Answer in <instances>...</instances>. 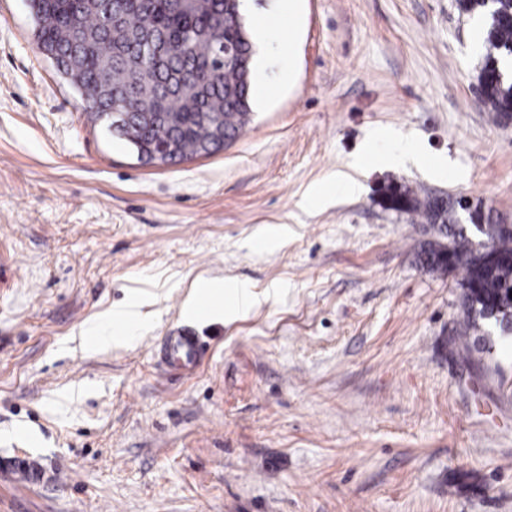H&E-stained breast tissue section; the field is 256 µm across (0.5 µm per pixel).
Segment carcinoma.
<instances>
[{
    "label": "carcinoma",
    "mask_w": 512,
    "mask_h": 512,
    "mask_svg": "<svg viewBox=\"0 0 512 512\" xmlns=\"http://www.w3.org/2000/svg\"><path fill=\"white\" fill-rule=\"evenodd\" d=\"M34 15L46 25L37 34L38 47L54 51L64 74L92 101L81 109L105 120L139 155H151L177 141V159L196 156L212 143V123L224 122V138L233 140L250 120L253 105L255 44L245 25L238 0H32ZM460 12H484L488 23L484 62L477 80L482 103L503 120L512 111V80L494 71L512 63V0H457ZM168 41L164 66L150 45L139 54L122 58L121 44L130 38ZM121 91L115 98L98 97L101 83ZM159 105L166 120L144 123L142 112ZM387 208L418 213L446 244L430 246L420 254L430 269L462 273L463 333L480 332L486 325L512 332V233L502 232L488 214L480 216L493 251L508 258L491 262L474 250L456 220L452 199L419 198L404 185L384 188ZM448 251V263L442 253Z\"/></svg>",
    "instance_id": "1"
}]
</instances>
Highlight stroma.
<instances>
[{
    "instance_id": "1",
    "label": "stroma",
    "mask_w": 512,
    "mask_h": 512,
    "mask_svg": "<svg viewBox=\"0 0 512 512\" xmlns=\"http://www.w3.org/2000/svg\"><path fill=\"white\" fill-rule=\"evenodd\" d=\"M455 4L249 0L271 28L250 122L166 165L83 112L27 0H0V512H512V337L461 336L460 273L380 202L398 183L512 223V124ZM380 129L421 163L307 201ZM202 278L262 301L192 318ZM130 298L151 326L87 352ZM183 326L207 352L177 378L156 345Z\"/></svg>"
}]
</instances>
